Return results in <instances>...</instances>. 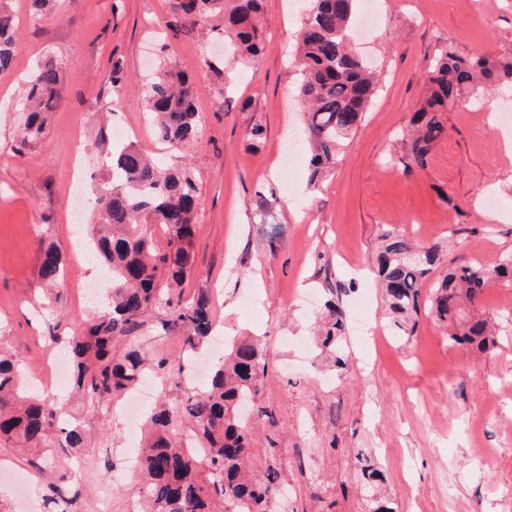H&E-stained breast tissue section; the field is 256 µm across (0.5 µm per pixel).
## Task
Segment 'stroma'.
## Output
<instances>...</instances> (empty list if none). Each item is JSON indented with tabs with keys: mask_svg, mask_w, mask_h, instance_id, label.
<instances>
[{
	"mask_svg": "<svg viewBox=\"0 0 512 512\" xmlns=\"http://www.w3.org/2000/svg\"><path fill=\"white\" fill-rule=\"evenodd\" d=\"M376 20L358 50L381 73L367 114L340 162L318 188L307 173L288 179L286 137L301 125L295 102L294 49L310 0H263L265 49L252 60L228 56L220 31L186 28L169 0H57L34 15L11 0L20 51L0 73V347L24 357L29 373L49 347V327L83 320L91 305L77 282L98 284L76 245L68 185L80 166L84 214L92 212V176L106 158L101 126L137 129L136 144L157 152L141 101L145 75L159 61L193 79L201 135L189 158L201 188L196 268L183 297L206 295L225 338L257 336L267 375L260 400L273 416L252 435L254 470L275 467L288 512H369L357 449L385 475L394 512H512V322L490 351L450 347L438 323L420 317L398 336L369 271L384 227L417 243L452 241L434 271L451 260L484 264L512 253V155L495 132V107L512 106V84L466 105H449L446 137L425 166H404L401 130L427 92L426 73L440 39L457 50L512 48V0H375ZM54 57L62 92L45 138L17 154L20 103L36 63ZM126 81L106 80L113 57ZM114 115L104 108L113 97ZM261 136H252L253 128ZM267 210H260V202ZM495 222V233L484 229ZM49 237L66 258V278L44 288L38 244ZM346 316L348 369L334 366L314 334L329 287ZM370 306L356 319L361 295ZM89 444L54 468L33 469L0 447V501L10 512H45L55 471L84 493L77 512H131L140 483L123 462L130 450L123 418L106 428L88 421ZM487 454L488 464L477 456ZM111 473H104V461Z\"/></svg>",
	"mask_w": 512,
	"mask_h": 512,
	"instance_id": "obj_1",
	"label": "stroma"
}]
</instances>
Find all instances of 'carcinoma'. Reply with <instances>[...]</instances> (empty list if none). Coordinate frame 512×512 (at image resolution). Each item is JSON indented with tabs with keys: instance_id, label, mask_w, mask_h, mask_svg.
Here are the masks:
<instances>
[{
	"instance_id": "carcinoma-1",
	"label": "carcinoma",
	"mask_w": 512,
	"mask_h": 512,
	"mask_svg": "<svg viewBox=\"0 0 512 512\" xmlns=\"http://www.w3.org/2000/svg\"><path fill=\"white\" fill-rule=\"evenodd\" d=\"M180 19L224 18L235 50L242 57L264 50L260 14L262 0H169ZM359 0H313L297 37L300 81L297 97L305 114L309 185L319 186L326 171L336 166L345 142L360 125L377 88L374 73L352 50ZM17 52L14 18L0 0V72L9 70ZM512 82V53L459 52L439 42L429 65V90L413 112L402 143L406 156L422 167L435 144L446 135L442 113L448 103L465 102L483 88ZM61 75L51 61L39 64L28 81L22 111L26 114L16 151L42 138L45 113L60 99ZM143 101L156 137L173 150L189 149L200 133L193 82L172 66L159 67L143 85ZM105 191L94 190L95 220L90 224L88 250L108 275L102 293L104 306L69 327L75 372L72 387L83 410L103 424L112 418L107 404L119 401L140 382L153 377L174 384L184 372L179 356L147 359L140 338L147 319L158 316L165 331L179 328L192 348L207 339L213 327L210 303L200 296L185 301L163 293L181 283L194 262L195 222L200 188L190 167L154 157L133 144L112 148ZM168 233L167 249L156 248L151 225ZM384 245L376 258L383 300L394 325L412 332L426 310L448 325L450 346L486 351L496 345L487 317L470 313L494 281L512 286V255L489 267L462 261L448 267L443 279L422 295L440 260V246L415 243L383 230ZM39 278L53 283L66 268L62 253L45 239L39 245ZM329 321L322 346L336 353L335 363L347 368L341 356L345 312L334 300L325 303ZM267 364L261 341L243 336L215 358L208 387L163 396L147 417L139 455L143 512H277V472L264 474L248 467L252 436L250 421L268 415L259 402ZM61 406L49 394L34 395L25 373L24 358L0 352V447L27 458L41 472L54 464L58 448L85 446V429L77 417L63 426ZM372 493L371 512H391L378 497L383 474L362 468ZM68 477L48 485L46 502L66 512L78 498L67 488Z\"/></svg>"
}]
</instances>
